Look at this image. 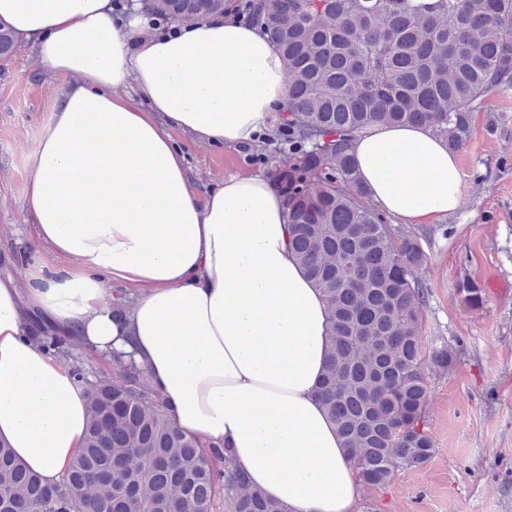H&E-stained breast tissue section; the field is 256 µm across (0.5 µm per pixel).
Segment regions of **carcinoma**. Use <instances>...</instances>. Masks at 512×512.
I'll return each instance as SVG.
<instances>
[{"mask_svg": "<svg viewBox=\"0 0 512 512\" xmlns=\"http://www.w3.org/2000/svg\"><path fill=\"white\" fill-rule=\"evenodd\" d=\"M151 14L189 23L236 12L282 54L288 100L276 129L288 146L270 176L291 243L329 306L328 369L320 396L361 482L382 488L432 458L426 370L457 353L422 332L427 254L417 237L367 202L350 143L376 123L429 126L457 150L472 114L512 85V0H148ZM0 30V63L15 52ZM459 291L478 307L484 288ZM65 359L72 340L35 329ZM85 446L51 489L0 446V512H282L228 470L229 449L183 434L132 360L88 391Z\"/></svg>", "mask_w": 512, "mask_h": 512, "instance_id": "1", "label": "carcinoma"}]
</instances>
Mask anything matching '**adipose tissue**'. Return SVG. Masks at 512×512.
Returning a JSON list of instances; mask_svg holds the SVG:
<instances>
[{
	"label": "adipose tissue",
	"mask_w": 512,
	"mask_h": 512,
	"mask_svg": "<svg viewBox=\"0 0 512 512\" xmlns=\"http://www.w3.org/2000/svg\"><path fill=\"white\" fill-rule=\"evenodd\" d=\"M115 0H0V28L70 76L31 154L26 285L0 273V445L52 488L79 454L88 392L33 339L31 316L87 353L132 355L185 434L283 512H355L361 483L317 394L327 301L289 248L266 176L197 191L175 133L235 148L288 98L262 28L232 14L152 31ZM369 201L434 224L462 201L459 158L431 128L377 124L350 149ZM129 292V313L106 301Z\"/></svg>",
	"instance_id": "adipose-tissue-1"
}]
</instances>
